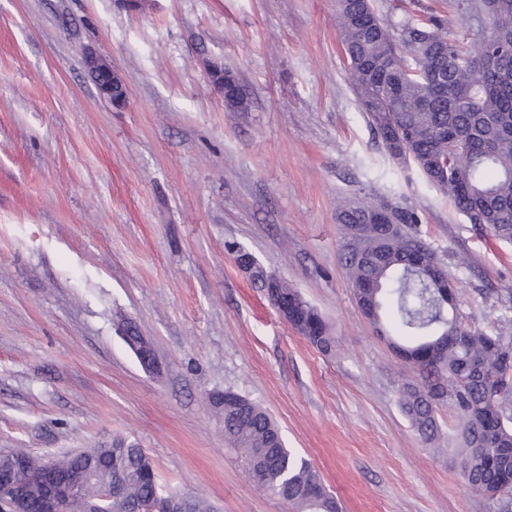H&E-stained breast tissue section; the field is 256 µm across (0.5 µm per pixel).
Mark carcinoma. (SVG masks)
Masks as SVG:
<instances>
[{
  "label": "carcinoma",
  "instance_id": "carcinoma-1",
  "mask_svg": "<svg viewBox=\"0 0 512 512\" xmlns=\"http://www.w3.org/2000/svg\"><path fill=\"white\" fill-rule=\"evenodd\" d=\"M380 16L366 0H336L349 77L361 112L396 164L415 165L469 223L512 243V0H460L459 29L487 20L477 49L448 34L439 16L393 7ZM378 204L339 207L341 257L354 298L396 355L417 374L398 404L417 434L440 435L438 411L457 417L460 468L470 489L497 512H512V333L466 325L446 265L420 235L421 217L393 203L380 224ZM251 283L288 305V322L318 350L336 346L329 324L288 282L244 247ZM224 411V439L244 455L253 482L292 512H340L318 472L286 447L281 429L256 403L230 390L211 396ZM57 463L89 470L71 512L112 482V512L155 504L176 512L179 493L158 480L152 459L122 437L67 453Z\"/></svg>",
  "mask_w": 512,
  "mask_h": 512
}]
</instances>
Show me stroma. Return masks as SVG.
I'll return each instance as SVG.
<instances>
[{
	"label": "stroma",
	"mask_w": 512,
	"mask_h": 512,
	"mask_svg": "<svg viewBox=\"0 0 512 512\" xmlns=\"http://www.w3.org/2000/svg\"><path fill=\"white\" fill-rule=\"evenodd\" d=\"M89 51L126 106L99 97ZM211 62L249 111L225 110ZM347 199L414 207L464 321L503 326L512 244L388 159L350 85L336 0H0V451L122 436L213 512H290L224 442L209 397L231 390L272 415L342 512H476L454 411L441 407L445 447L431 450L397 402L414 372L354 299ZM229 242L302 293L334 352L279 316Z\"/></svg>",
	"instance_id": "obj_1"
}]
</instances>
